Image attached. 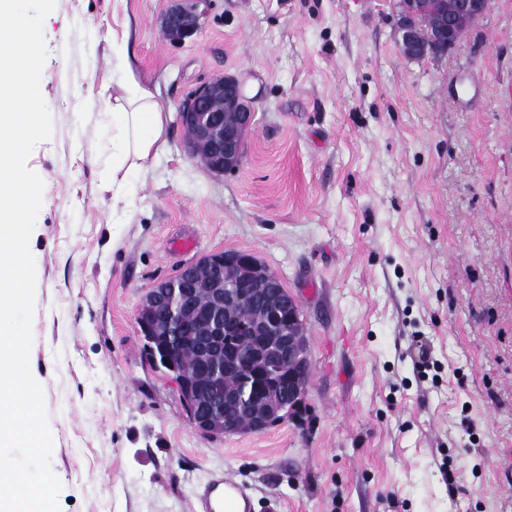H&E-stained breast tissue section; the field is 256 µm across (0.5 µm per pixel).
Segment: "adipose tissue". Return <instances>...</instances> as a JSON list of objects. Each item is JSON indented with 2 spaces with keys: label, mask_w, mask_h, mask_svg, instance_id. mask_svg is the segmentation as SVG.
I'll return each instance as SVG.
<instances>
[{
  "label": "adipose tissue",
  "mask_w": 512,
  "mask_h": 512,
  "mask_svg": "<svg viewBox=\"0 0 512 512\" xmlns=\"http://www.w3.org/2000/svg\"><path fill=\"white\" fill-rule=\"evenodd\" d=\"M166 115L134 73L112 90V193L121 195L128 175L147 170L165 145Z\"/></svg>",
  "instance_id": "adipose-tissue-1"
}]
</instances>
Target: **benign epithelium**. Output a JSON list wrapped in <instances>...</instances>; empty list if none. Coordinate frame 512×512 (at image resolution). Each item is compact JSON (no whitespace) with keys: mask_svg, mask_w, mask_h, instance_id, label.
Segmentation results:
<instances>
[{"mask_svg":"<svg viewBox=\"0 0 512 512\" xmlns=\"http://www.w3.org/2000/svg\"><path fill=\"white\" fill-rule=\"evenodd\" d=\"M211 0H171L161 25L168 39L181 43L191 38L205 24ZM491 0H454L451 10H433L432 20L439 40L428 43L416 31V8L398 14L397 29L401 49L409 58L445 56L461 42L458 30L477 24L485 17ZM236 113V121L224 124V113ZM254 121L253 101L242 91L239 80L218 75L197 85L182 101L178 122L189 153L208 158L207 169L222 175L236 168L245 140ZM215 271L209 280L198 277V264ZM248 269L245 281L250 295L264 307L267 318L261 323L224 319V307L237 300L236 273ZM199 291L208 294L210 304L197 315L202 323L197 342L198 360L186 371L175 362L182 338L191 335L192 324L185 321L184 310L195 305ZM136 321L146 344L156 336L170 343L165 364L172 373L190 422L206 435H235L258 432L280 421V415L300 403L306 389L309 369L307 341L297 300L277 279L267 276L259 259L250 252L209 253L181 267L178 274L154 284L144 294ZM252 336L259 348L248 361L224 351V337ZM288 365L281 376V394L262 392L246 399L237 390L220 391L224 376L234 375L250 381L259 372Z\"/></svg>","mask_w":512,"mask_h":512,"instance_id":"benign-epithelium-1","label":"benign epithelium"}]
</instances>
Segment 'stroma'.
<instances>
[{
  "label": "stroma",
  "mask_w": 512,
  "mask_h": 512,
  "mask_svg": "<svg viewBox=\"0 0 512 512\" xmlns=\"http://www.w3.org/2000/svg\"><path fill=\"white\" fill-rule=\"evenodd\" d=\"M169 5L57 0L44 24L30 366L60 512H201L223 476L250 512H512V0L438 60L402 53L397 0H212L182 44ZM127 68L167 142L116 202ZM216 74L256 109L220 176L177 121ZM220 250L254 253L301 308L306 394L261 432L198 431L135 320Z\"/></svg>",
  "instance_id": "obj_1"
}]
</instances>
